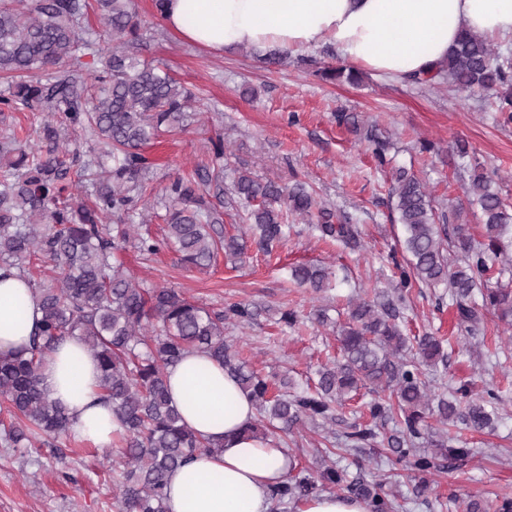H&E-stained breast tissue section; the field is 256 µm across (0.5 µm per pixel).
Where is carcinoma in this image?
Listing matches in <instances>:
<instances>
[{
    "label": "carcinoma",
    "mask_w": 512,
    "mask_h": 512,
    "mask_svg": "<svg viewBox=\"0 0 512 512\" xmlns=\"http://www.w3.org/2000/svg\"><path fill=\"white\" fill-rule=\"evenodd\" d=\"M95 13L112 45L92 39L85 25ZM135 0H28L17 8L0 0V116L36 112L41 116L35 144L15 133L0 136V269L14 270L33 291L42 319L24 354L0 357V440L7 448H32L69 433L65 408L50 398L40 370L46 355L65 338L83 342L95 356L104 399L119 425L109 453L121 468L116 486L118 512H167V476L198 454L223 451V444L200 438L173 403L167 370L190 350L221 362L248 394L258 414L283 432L306 420H336V405L368 386L389 393V401L366 405L339 441L346 451L382 442L420 474L438 469V459L457 462L470 449L445 427L494 429L496 393L473 397L467 384L432 407L421 367L448 366L443 340L404 336L396 323L399 308L367 297L350 304L348 322L339 330L340 359L318 371L314 386L301 392L269 394V382L232 350L224 336L233 321L252 320L254 306L233 303L223 309L200 305L182 291L143 287L117 259L132 248L142 255L177 251L188 266L204 269L219 251L241 258L245 245L222 235L224 187L205 189L199 173L174 178L164 189V234L157 237L126 219L147 207L144 179L153 162L142 147L160 132L183 129L192 117L195 97L160 66L126 50L141 38ZM59 70L52 82L40 74ZM329 82L355 84L354 71L332 65L319 70ZM407 81H438L469 95L496 97V111L512 121V52L466 32L432 75ZM90 133L87 153L62 142V131ZM366 141L380 166L389 164L386 141L375 130ZM464 191L482 220L483 239L468 224H438L427 187L402 168L395 169L391 194L404 230L406 264H396L399 287L415 282L445 285L456 325L472 335L487 315L512 327V207L505 204L479 163L467 169ZM231 194L249 207L255 244L270 252L288 236V216L312 224L322 239L355 249L361 246L351 218L322 206L301 182H261L237 170ZM300 287L320 293L333 287L335 274L318 264L290 269ZM438 412L444 429L434 432L426 415ZM394 433L381 434L383 423ZM435 449L429 454L417 448ZM345 481L336 462L314 474L304 467L271 487L275 506L300 503L318 487ZM352 497L370 512H393L394 501L380 484H350Z\"/></svg>",
    "instance_id": "1"
}]
</instances>
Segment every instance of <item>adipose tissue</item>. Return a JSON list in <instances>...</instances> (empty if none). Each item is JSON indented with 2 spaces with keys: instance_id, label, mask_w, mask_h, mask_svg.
Returning a JSON list of instances; mask_svg holds the SVG:
<instances>
[{
  "instance_id": "adipose-tissue-1",
  "label": "adipose tissue",
  "mask_w": 512,
  "mask_h": 512,
  "mask_svg": "<svg viewBox=\"0 0 512 512\" xmlns=\"http://www.w3.org/2000/svg\"><path fill=\"white\" fill-rule=\"evenodd\" d=\"M161 19L179 39L221 52L242 45L301 50L327 43L352 65L391 79L435 70L463 31L512 39V0H166ZM41 311L18 275L0 276V357L26 351ZM96 358L58 344L44 387L72 419L76 439L111 447L117 424L99 389ZM173 402L202 438L223 443L170 474L168 512H270L268 490L292 461L275 440L246 434L256 409L209 356L185 354L168 372Z\"/></svg>"
}]
</instances>
